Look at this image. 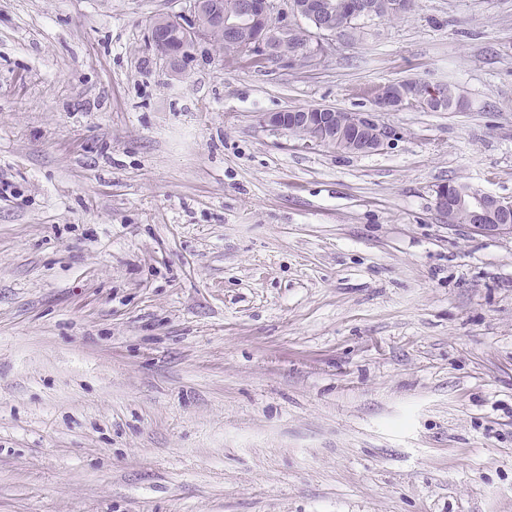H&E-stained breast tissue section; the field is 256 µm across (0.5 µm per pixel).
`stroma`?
<instances>
[{
	"label": "stroma",
	"instance_id": "1",
	"mask_svg": "<svg viewBox=\"0 0 512 512\" xmlns=\"http://www.w3.org/2000/svg\"><path fill=\"white\" fill-rule=\"evenodd\" d=\"M184 0H0V512H512V0L311 67L148 40ZM381 112L352 154L264 114ZM164 34L161 30L157 31L153 34L152 43L158 58L172 70L178 67L185 46L171 42ZM448 204H456L454 198L448 192V185L438 187L436 191L435 206L442 215H448V221L452 224H468V214L463 210H448ZM469 206L476 219L475 223L468 224L478 233H494L512 235V221H508V214L512 217V201H506L498 197L476 191L468 199ZM504 220L505 223L499 222ZM494 221V224L490 222Z\"/></svg>",
	"mask_w": 512,
	"mask_h": 512
}]
</instances>
